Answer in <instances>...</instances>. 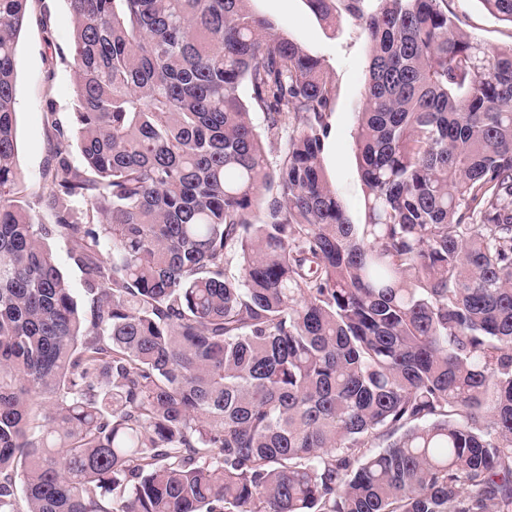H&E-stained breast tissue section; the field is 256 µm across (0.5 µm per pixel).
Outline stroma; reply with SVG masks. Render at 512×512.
Listing matches in <instances>:
<instances>
[{
	"label": "stroma",
	"instance_id": "35a3bbf8",
	"mask_svg": "<svg viewBox=\"0 0 512 512\" xmlns=\"http://www.w3.org/2000/svg\"><path fill=\"white\" fill-rule=\"evenodd\" d=\"M256 14L271 19L306 52L318 56L333 84L335 101L327 114L331 135L323 166L351 223L365 221L363 185L352 133L363 105L368 41L360 21L337 11L333 23L321 21L307 0H249ZM448 12L460 28L490 48L512 45V25L489 15L479 0H448ZM73 17L67 0H31L29 18L17 44V167L28 196L42 190L52 131L45 103L53 101L59 117L72 110L74 79L70 65Z\"/></svg>",
	"mask_w": 512,
	"mask_h": 512
}]
</instances>
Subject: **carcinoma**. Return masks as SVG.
<instances>
[{"label":"carcinoma","instance_id":"1","mask_svg":"<svg viewBox=\"0 0 512 512\" xmlns=\"http://www.w3.org/2000/svg\"><path fill=\"white\" fill-rule=\"evenodd\" d=\"M337 1L370 46L363 224L322 59L248 0H67L74 107L28 198L30 0H0V512H512V46L447 0H307ZM448 14L455 17L460 28L490 48L512 44V27L489 15L477 0H447ZM48 242L55 253L59 268L70 280L72 288L75 289L78 298H81L83 275L70 259L68 243L60 238H52L49 239Z\"/></svg>","mask_w":512,"mask_h":512}]
</instances>
